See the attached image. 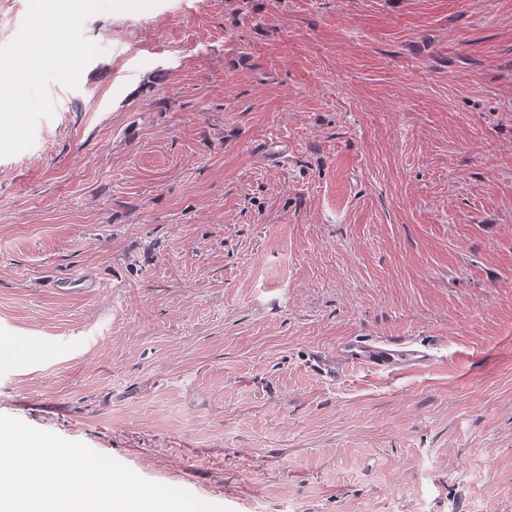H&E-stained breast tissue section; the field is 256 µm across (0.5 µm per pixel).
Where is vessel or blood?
I'll list each match as a JSON object with an SVG mask.
<instances>
[{
    "label": "vessel or blood",
    "instance_id": "vessel-or-blood-1",
    "mask_svg": "<svg viewBox=\"0 0 512 512\" xmlns=\"http://www.w3.org/2000/svg\"><path fill=\"white\" fill-rule=\"evenodd\" d=\"M54 290L61 294H78L96 291L99 283L93 277L84 275L53 281ZM336 364H321L320 369L329 377H337L338 363L392 373L423 368L432 358L406 341L356 340L342 344L336 352Z\"/></svg>",
    "mask_w": 512,
    "mask_h": 512
}]
</instances>
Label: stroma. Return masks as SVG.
Segmentation results:
<instances>
[{
    "label": "stroma",
    "mask_w": 512,
    "mask_h": 512,
    "mask_svg": "<svg viewBox=\"0 0 512 512\" xmlns=\"http://www.w3.org/2000/svg\"><path fill=\"white\" fill-rule=\"evenodd\" d=\"M0 158V414L231 512H512V0H159ZM90 275L98 297L49 280ZM431 365L323 376L350 339Z\"/></svg>",
    "instance_id": "obj_1"
}]
</instances>
